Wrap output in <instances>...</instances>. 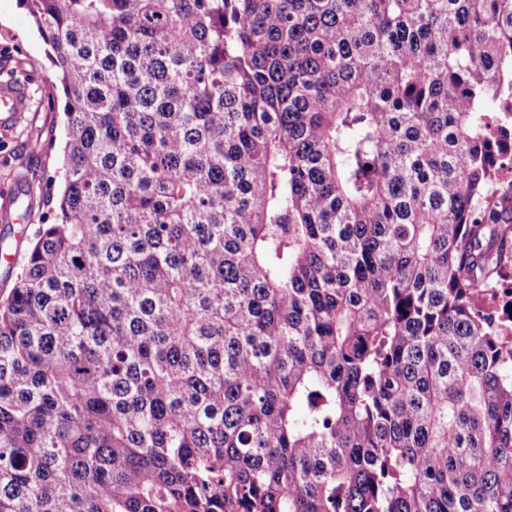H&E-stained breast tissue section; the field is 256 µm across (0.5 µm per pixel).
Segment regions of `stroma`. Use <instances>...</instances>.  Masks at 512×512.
<instances>
[{"label": "stroma", "mask_w": 512, "mask_h": 512, "mask_svg": "<svg viewBox=\"0 0 512 512\" xmlns=\"http://www.w3.org/2000/svg\"><path fill=\"white\" fill-rule=\"evenodd\" d=\"M28 83L29 109L0 129V195L18 193L28 204L30 227L41 224L47 201L59 191L53 173L60 165L65 100L47 47L22 0H0V81Z\"/></svg>", "instance_id": "35a3bbf8"}]
</instances>
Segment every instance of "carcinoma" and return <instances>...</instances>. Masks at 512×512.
Returning a JSON list of instances; mask_svg holds the SVG:
<instances>
[{
	"instance_id": "carcinoma-1",
	"label": "carcinoma",
	"mask_w": 512,
	"mask_h": 512,
	"mask_svg": "<svg viewBox=\"0 0 512 512\" xmlns=\"http://www.w3.org/2000/svg\"><path fill=\"white\" fill-rule=\"evenodd\" d=\"M23 2L0 512H512V0ZM32 24L26 6L19 0H0V205L6 192L21 194L19 201L30 206L28 221L12 223L0 216V244L24 256L26 236L20 224H29L31 234L42 224L49 207L47 200L59 191V180L53 173L60 166L64 139L63 109L65 100L55 67ZM10 79L28 81L30 97L24 84ZM55 98V110L47 107L48 98ZM27 111V112H26ZM39 142L43 151L28 150Z\"/></svg>"
}]
</instances>
